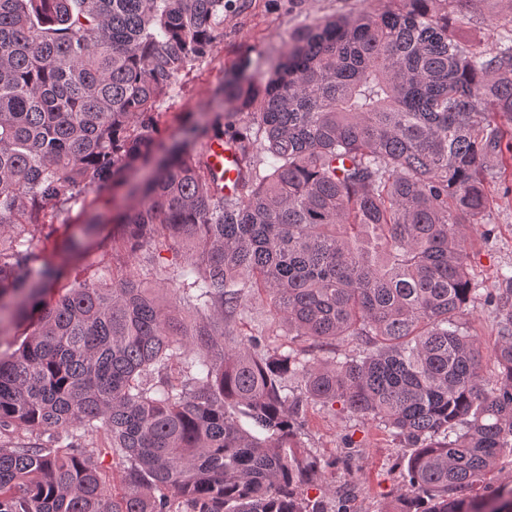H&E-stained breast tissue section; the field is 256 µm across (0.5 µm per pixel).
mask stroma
<instances>
[{"instance_id":"stroma-1","label":"stroma","mask_w":512,"mask_h":512,"mask_svg":"<svg viewBox=\"0 0 512 512\" xmlns=\"http://www.w3.org/2000/svg\"><path fill=\"white\" fill-rule=\"evenodd\" d=\"M237 12L224 18V37L211 54L183 73L159 110L167 128V140L177 139L181 128L213 117L225 105L214 102L212 93L246 53L276 58L288 36L300 26L342 14L355 15L369 6L368 0H242ZM481 18L463 29L464 39L488 41L492 28L512 29V0H482ZM488 189L493 206L468 239L470 272L480 288H496L501 272L512 270V192L499 181ZM83 219L80 206H61L52 225L35 231L34 245L43 253L60 247L71 225ZM236 327L260 337L266 344L290 342L305 360L330 359L350 353L351 340L316 342L306 337L286 339L267 301L247 300ZM302 439L326 460L350 459L352 470L329 469L326 477L337 491L351 497V512H379L403 482L402 452L395 437L378 421L352 417L340 407L308 402L303 414Z\"/></svg>"}]
</instances>
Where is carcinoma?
Instances as JSON below:
<instances>
[{
  "label": "carcinoma",
  "mask_w": 512,
  "mask_h": 512,
  "mask_svg": "<svg viewBox=\"0 0 512 512\" xmlns=\"http://www.w3.org/2000/svg\"><path fill=\"white\" fill-rule=\"evenodd\" d=\"M371 2L299 28L267 74L243 56L224 122L184 126L132 184L163 147L160 102L237 0H0V431L101 432L125 468L116 490L94 447L0 443V512H350L336 461L301 441L308 400L398 440L404 484L380 512L512 507V487L477 492L512 457V275L491 296L493 373L464 322L465 228L490 207L487 168L512 176V32L469 46L456 0ZM205 137L235 145L237 193ZM127 184L124 211L89 213L58 260L33 248L50 203ZM106 223L129 257L194 244L171 301L123 275L48 297ZM248 295L287 336L358 348L265 351L232 330Z\"/></svg>",
  "instance_id": "cac0c4a2"
}]
</instances>
